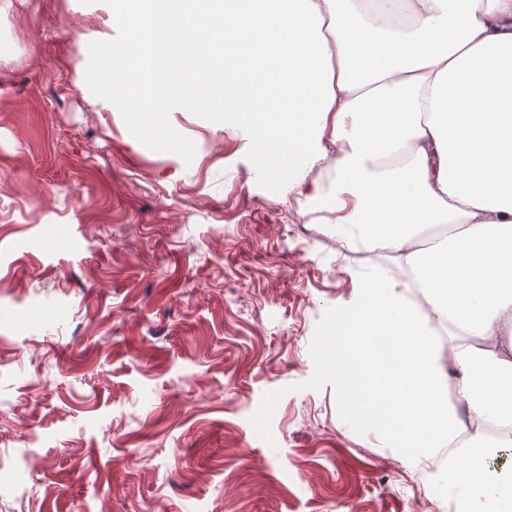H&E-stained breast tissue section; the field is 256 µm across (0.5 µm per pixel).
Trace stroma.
I'll return each instance as SVG.
<instances>
[{"label":"stroma","mask_w":512,"mask_h":512,"mask_svg":"<svg viewBox=\"0 0 512 512\" xmlns=\"http://www.w3.org/2000/svg\"><path fill=\"white\" fill-rule=\"evenodd\" d=\"M104 43L109 0H0V512H453L325 361L384 256L209 108L145 137Z\"/></svg>","instance_id":"35a3bbf8"}]
</instances>
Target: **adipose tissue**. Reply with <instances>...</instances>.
<instances>
[{
    "label": "adipose tissue",
    "mask_w": 512,
    "mask_h": 512,
    "mask_svg": "<svg viewBox=\"0 0 512 512\" xmlns=\"http://www.w3.org/2000/svg\"><path fill=\"white\" fill-rule=\"evenodd\" d=\"M131 50L111 91L156 113L154 51L224 52V120L246 123L352 246L391 253L336 321L349 416L415 461L447 451L455 512H512V0H111ZM336 178L332 193L308 179ZM444 329L449 344L435 340Z\"/></svg>",
    "instance_id": "adipose-tissue-1"
}]
</instances>
